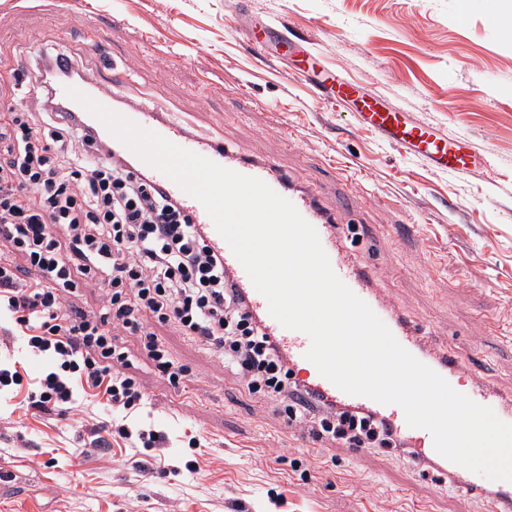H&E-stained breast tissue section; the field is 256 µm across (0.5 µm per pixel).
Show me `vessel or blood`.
Masks as SVG:
<instances>
[{"mask_svg": "<svg viewBox=\"0 0 512 512\" xmlns=\"http://www.w3.org/2000/svg\"><path fill=\"white\" fill-rule=\"evenodd\" d=\"M246 30L260 52H269L280 44L281 27L277 23H252L247 25ZM314 84L321 101L333 105L349 104L356 112L359 122L369 126L382 142L432 167L460 173L472 172L490 163L489 156L471 149L466 138L448 135L443 128L390 107L378 93L364 90L323 71L315 72ZM126 116L179 147L240 174L262 180L279 195L288 199L316 230L335 274L355 295L368 304L404 349L443 377L454 390L463 391L464 395L477 404L492 408L501 421H512V409L504 406L497 393L479 385L475 380L471 381L469 386H462L461 377L470 372L466 364L449 354H427L419 328L401 319L390 303L373 288L368 263L357 260L354 253L341 248L336 216L327 209L315 191L296 190L287 186L281 171L273 161L248 160L227 145L206 143L189 137L182 125L165 119L164 108L157 101L141 103L128 110ZM134 165L137 172L149 175L154 182L164 187L168 195L176 198L192 223L206 227V241L209 247L223 254L225 268L234 274L238 288H241L249 298L251 311L261 319L266 333L275 340L290 367L295 371L305 372L311 385L332 399L370 409L384 417L393 429L409 442L415 452L417 464L438 460L439 455L434 448L431 433L421 428L409 427L399 406L383 405L363 396L347 394L324 378L315 365L309 364L305 357L311 344L309 336L301 331L284 328L271 316L266 298L254 288L245 269L234 256L226 240L217 232L203 205L143 160H135Z\"/></svg>", "mask_w": 512, "mask_h": 512, "instance_id": "obj_1", "label": "vessel or blood"}]
</instances>
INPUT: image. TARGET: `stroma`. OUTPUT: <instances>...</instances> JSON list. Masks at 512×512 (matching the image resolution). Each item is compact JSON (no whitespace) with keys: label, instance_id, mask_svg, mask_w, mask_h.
<instances>
[{"label":"stroma","instance_id":"35a3bbf8","mask_svg":"<svg viewBox=\"0 0 512 512\" xmlns=\"http://www.w3.org/2000/svg\"><path fill=\"white\" fill-rule=\"evenodd\" d=\"M0 0V68L24 96L46 40L79 50L92 78L128 82L116 99L161 102L199 139L274 160L293 188L315 185L339 222L357 225L354 251L375 285L421 327L430 347L465 362L512 398V39L494 17L507 0ZM285 19V55H258L245 19ZM152 40L158 55L147 54ZM317 68L380 91L415 118L468 136L489 170L448 175L405 157L319 101L294 67ZM351 177L350 210L329 174ZM154 331L184 368L182 387L161 376L137 336L124 344L146 395L130 423L162 431L150 449L119 436L88 390L80 414L27 407L29 385L52 362L0 334V360L21 386L0 392V512H486L484 495L435 484L408 461L313 443L288 429L277 403L250 395L231 368L173 325ZM174 460L179 471L164 467ZM201 471L189 474L186 461Z\"/></svg>","mask_w":512,"mask_h":512}]
</instances>
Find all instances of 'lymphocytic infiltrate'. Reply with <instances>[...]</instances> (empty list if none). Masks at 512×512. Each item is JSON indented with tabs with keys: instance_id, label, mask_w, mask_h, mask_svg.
<instances>
[{
	"instance_id": "1",
	"label": "lymphocytic infiltrate",
	"mask_w": 512,
	"mask_h": 512,
	"mask_svg": "<svg viewBox=\"0 0 512 512\" xmlns=\"http://www.w3.org/2000/svg\"><path fill=\"white\" fill-rule=\"evenodd\" d=\"M87 69L45 42L29 102L0 108V314L24 348L52 356L29 396L31 408L77 410L76 386L103 389L118 432L151 448L156 430H130L124 420L145 394L128 375L121 333L140 336L159 372L180 387L152 323L174 324L218 354L249 394L282 404L288 427L302 438L357 452L386 448L409 456L406 440L375 414L347 408L297 378L237 287L224 257L206 243L169 197L55 94L58 84ZM26 269L28 284L18 282ZM99 288L102 306L84 311L68 297Z\"/></svg>"
}]
</instances>
